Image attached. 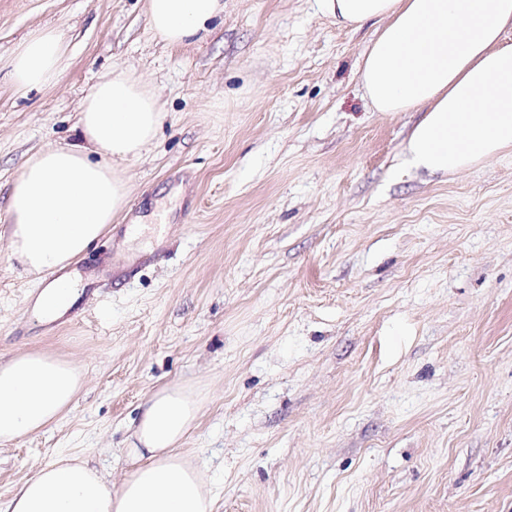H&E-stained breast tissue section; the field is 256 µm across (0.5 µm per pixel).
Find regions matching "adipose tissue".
Instances as JSON below:
<instances>
[{
  "instance_id": "1",
  "label": "adipose tissue",
  "mask_w": 512,
  "mask_h": 512,
  "mask_svg": "<svg viewBox=\"0 0 512 512\" xmlns=\"http://www.w3.org/2000/svg\"><path fill=\"white\" fill-rule=\"evenodd\" d=\"M337 24L376 23L360 80L375 111L424 114L406 158L414 168L449 175L512 149V0H321ZM154 35L171 46L208 32L224 0H146ZM69 66L59 33L31 31L7 67L16 95L59 82ZM165 114L134 74L113 68L80 106L79 143L31 153L9 194L10 250L28 275L54 273L34 310L62 316L78 296L64 268L120 223L128 192L121 162L154 141ZM84 385L73 362L31 350L0 356V442L57 421ZM200 393L183 384L153 392L129 451L135 466L120 488L69 456L24 481L0 512H211L201 471L178 452L194 429Z\"/></svg>"
}]
</instances>
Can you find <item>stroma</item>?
<instances>
[{"instance_id":"stroma-1","label":"stroma","mask_w":512,"mask_h":512,"mask_svg":"<svg viewBox=\"0 0 512 512\" xmlns=\"http://www.w3.org/2000/svg\"><path fill=\"white\" fill-rule=\"evenodd\" d=\"M37 28L70 65L24 97L0 69V354L71 360L85 386L0 445V502L63 455L120 487L142 405L178 383L201 392L180 451L213 512H512V151L409 166L421 113L375 111L359 80L375 24L320 0H224L177 47L145 0H0V59ZM115 66L165 119L121 164L125 219L68 269L78 301L44 322L9 189L29 154L76 142Z\"/></svg>"}]
</instances>
